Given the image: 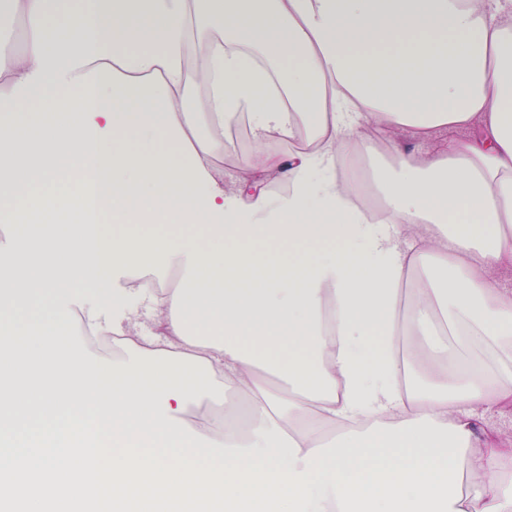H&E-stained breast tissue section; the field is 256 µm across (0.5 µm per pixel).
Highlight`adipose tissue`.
Returning <instances> with one entry per match:
<instances>
[{"label": "adipose tissue", "instance_id": "ef3b65f1", "mask_svg": "<svg viewBox=\"0 0 512 512\" xmlns=\"http://www.w3.org/2000/svg\"><path fill=\"white\" fill-rule=\"evenodd\" d=\"M17 27L21 48L0 52V223L17 227L1 420L40 429L65 409L223 464L273 450L291 472L315 449L344 477L461 447L479 480L456 512H512V0H11L0 31ZM240 115L252 149L228 182ZM448 129L434 153L401 143ZM374 135L393 158L379 219L336 168ZM75 168L77 192L19 199ZM104 210L125 230L102 234ZM199 221L221 249L138 231ZM158 254L181 275L162 297ZM427 263L447 287H413ZM17 293L42 315L15 330ZM75 312L124 356L74 357L57 330ZM223 392L249 398V431L188 434L187 407Z\"/></svg>", "mask_w": 512, "mask_h": 512}]
</instances>
